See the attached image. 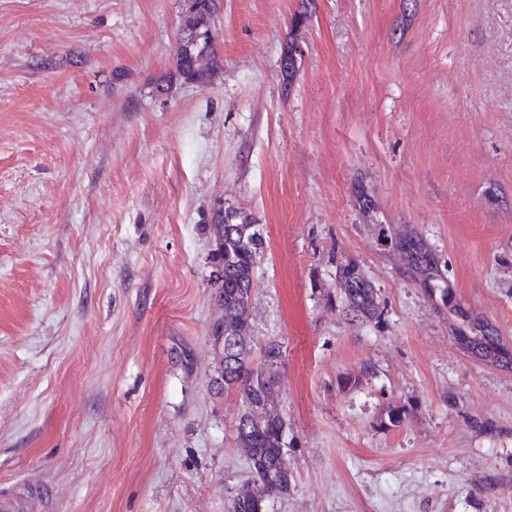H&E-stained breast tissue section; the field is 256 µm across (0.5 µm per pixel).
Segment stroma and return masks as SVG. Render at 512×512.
I'll list each match as a JSON object with an SVG mask.
<instances>
[{
  "mask_svg": "<svg viewBox=\"0 0 512 512\" xmlns=\"http://www.w3.org/2000/svg\"><path fill=\"white\" fill-rule=\"evenodd\" d=\"M183 8L0 0V485L40 512H227L221 205L262 228L253 336L285 352L273 512H512V371L457 347L387 240L414 229L512 342V0H217L220 71L173 85ZM340 255L380 322L348 323Z\"/></svg>",
  "mask_w": 512,
  "mask_h": 512,
  "instance_id": "stroma-1",
  "label": "stroma"
}]
</instances>
